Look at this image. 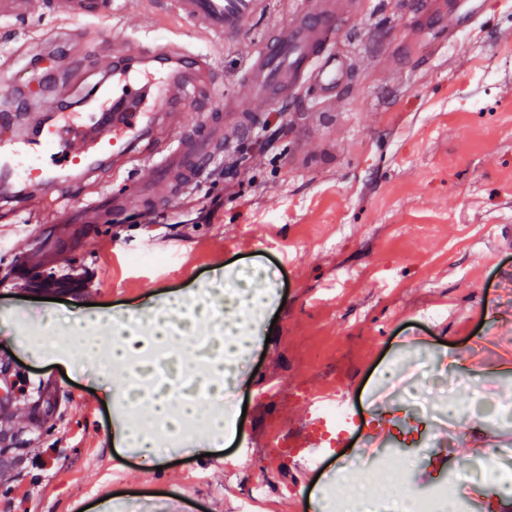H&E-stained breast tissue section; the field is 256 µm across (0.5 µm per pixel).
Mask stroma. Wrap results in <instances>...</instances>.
Listing matches in <instances>:
<instances>
[{"label": "stroma", "mask_w": 512, "mask_h": 512, "mask_svg": "<svg viewBox=\"0 0 512 512\" xmlns=\"http://www.w3.org/2000/svg\"><path fill=\"white\" fill-rule=\"evenodd\" d=\"M313 2L267 0L229 40L195 32L163 0H115L111 13L65 26L74 42L44 11L0 20V103L30 63L29 42H42L40 66L54 77L32 88L37 106L13 129L0 127V138L26 131L47 101L83 110L97 80L88 46L109 51L127 36L209 55L220 108L224 93L247 96L241 75L252 48ZM421 3L371 0L340 35L350 65L335 98L306 88L296 102L262 108L260 121L282 128L272 142L246 134L185 195L102 214L91 235L60 244L64 260L47 257L25 274L13 245L32 235L48 247L49 225L64 221V207L108 190L110 171L72 182L66 198L45 199L32 214H13L0 193V358L13 363L0 409H12L15 432L0 438V512H70L77 503L104 512L105 500L176 496L186 512H293L301 471L278 436L304 428L314 395L345 400L369 421L388 378L413 365V387L447 400L461 438L414 470L408 449L389 441L380 465L411 479L393 496L446 481L481 441L512 426L473 396L477 383L512 392V368H441L480 336L512 358V300L501 297L512 283V39L504 34L512 12L491 5L480 32L422 65L408 47L435 41L439 30L422 22ZM260 148L266 157L252 164L247 155ZM203 208L213 221L200 220ZM247 266L271 270L277 286L249 324L254 343L224 409L223 441L192 431L151 455L118 444L112 388L147 399L152 381L130 368L100 371L52 337L74 336L96 316L218 293ZM44 272L65 282L60 301L41 300L35 277ZM477 409L484 420L473 433ZM255 485L266 494L252 500ZM305 490L302 512L322 498L374 501L383 492L360 471L339 474L329 456Z\"/></svg>", "instance_id": "35a3bbf8"}]
</instances>
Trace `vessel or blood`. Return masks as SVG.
<instances>
[{
    "label": "vessel or blood",
    "instance_id": "vessel-or-blood-1",
    "mask_svg": "<svg viewBox=\"0 0 512 512\" xmlns=\"http://www.w3.org/2000/svg\"><path fill=\"white\" fill-rule=\"evenodd\" d=\"M41 2L61 21L91 19L112 7V0H0V17H25ZM265 5L266 0H172L174 12L196 31L227 39L236 37ZM363 8L362 0H315L310 10L294 12L246 61L244 82L252 102L285 101L305 85L321 95H335L348 68L346 56L337 48V35ZM484 9L485 0H462L458 10L443 20L442 43L457 45L479 30ZM126 45V51L112 57V73L124 81L111 85L103 80L90 90L84 132H74L53 118L38 137L0 142V166L13 170L16 195L57 193L66 178L92 174L105 159L111 161L113 172L126 169L139 158L138 144L154 134L160 116L180 110L181 84L193 75H214L208 55L181 45L158 46L136 37ZM208 102V97H201L194 127L179 132L163 153L149 160L153 175L149 186L138 187L132 196L105 193L87 200L72 225L63 226V234H71L73 224L92 223L99 211L121 210L137 199H164L176 186L194 183L200 168L222 154L244 110L233 95L225 96L220 114L208 111ZM300 441L293 454L305 464L322 455L343 453L348 438L319 433L310 423Z\"/></svg>",
    "mask_w": 512,
    "mask_h": 512
}]
</instances>
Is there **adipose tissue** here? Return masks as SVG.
I'll return each mask as SVG.
<instances>
[{
    "label": "adipose tissue",
    "instance_id": "obj_1",
    "mask_svg": "<svg viewBox=\"0 0 512 512\" xmlns=\"http://www.w3.org/2000/svg\"><path fill=\"white\" fill-rule=\"evenodd\" d=\"M263 299V293L249 284L240 286L238 292L225 298L220 306L205 297L189 301L177 296L145 314L113 317L99 327L86 328L76 337L74 345L82 356L93 361L99 355L103 337H111L110 362L116 369L126 368L148 345L156 343L174 346L190 357L194 354L192 322L185 323L180 331L173 326L175 316L190 310L194 319L211 325L217 339L218 356L207 360L200 372L211 400L206 404L186 400L175 406L167 395L160 394L151 399L147 410L154 423L166 425L175 433L180 432L183 421L206 414L211 435L218 439L224 435V412L219 407L224 395V356L229 353L240 357L250 349L253 339L243 332L238 317L242 312L260 308Z\"/></svg>",
    "mask_w": 512,
    "mask_h": 512
}]
</instances>
